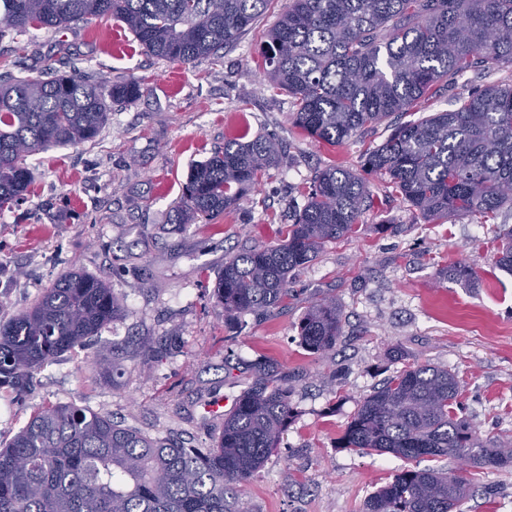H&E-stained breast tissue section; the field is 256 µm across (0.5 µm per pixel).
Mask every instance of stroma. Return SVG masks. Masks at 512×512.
I'll list each match as a JSON object with an SVG mask.
<instances>
[{
    "label": "stroma",
    "instance_id": "1",
    "mask_svg": "<svg viewBox=\"0 0 512 512\" xmlns=\"http://www.w3.org/2000/svg\"><path fill=\"white\" fill-rule=\"evenodd\" d=\"M283 7L274 0L217 58L192 65L147 55L111 17L0 40V60L15 77L51 69L142 83L137 99L112 105L95 141L28 156V198L0 212V315L31 304L72 268L105 280L128 309L88 345L47 362L23 400L0 396V445L38 407L73 403L208 448L223 421L207 405L235 402L267 364L286 378L294 414L244 487V512H363L404 462L340 440L382 380L416 362L457 373L464 416L481 434L512 441V274L496 268L493 243L500 226L512 227V211L494 224L474 217L428 224L390 196L385 177L367 174L375 205L357 233L296 269L279 307L225 323L213 295L225 258L278 244L285 215L304 206L316 171L332 163L361 171L364 150L395 125L453 109L474 88L512 83L510 66L469 72L423 109L343 145L318 141L292 124L291 99L270 88L258 54ZM245 133L281 139L279 166L224 217L170 223L190 169ZM461 260L478 287L437 278ZM324 297L341 309L343 333L332 351L314 355L301 345L298 324ZM394 348L399 357H391ZM95 357L112 358L111 382L93 376ZM465 512H512V467L481 470Z\"/></svg>",
    "mask_w": 512,
    "mask_h": 512
}]
</instances>
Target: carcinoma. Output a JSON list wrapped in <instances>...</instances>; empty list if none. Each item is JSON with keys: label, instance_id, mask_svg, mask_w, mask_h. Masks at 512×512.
I'll list each match as a JSON object with an SVG mask.
<instances>
[{"label": "carcinoma", "instance_id": "1", "mask_svg": "<svg viewBox=\"0 0 512 512\" xmlns=\"http://www.w3.org/2000/svg\"><path fill=\"white\" fill-rule=\"evenodd\" d=\"M274 0H0V38L59 30L113 16L149 55L193 64L236 41ZM263 60L276 88L294 98L293 123L341 145L396 112L433 98L468 71L512 66V0H288L267 33ZM141 94L136 79L113 82L33 71L0 82V210L24 198L29 155L94 140L107 100ZM282 144L233 139L188 173L173 224L214 220L278 166ZM364 166L427 222L475 216L493 224L512 210V84H489L397 127L365 154ZM371 190L343 166L317 171L305 205L280 243L224 261L214 296L224 318L267 312L288 297L290 274L327 242L357 232ZM496 264L512 273V228L499 233ZM438 278L474 286L459 261ZM127 314L102 279L71 269L30 305L0 320V392L21 398L57 354ZM333 299L299 322L305 348L330 351L341 335ZM454 372L407 364L359 405L342 447L408 462L467 460L474 469L512 467V447L483 437L455 408ZM291 388L260 379L235 402L210 448L123 426L76 404L39 408L0 447V512H242L241 488L288 428ZM467 479L406 467L379 487L364 512H463Z\"/></svg>", "mask_w": 512, "mask_h": 512}]
</instances>
